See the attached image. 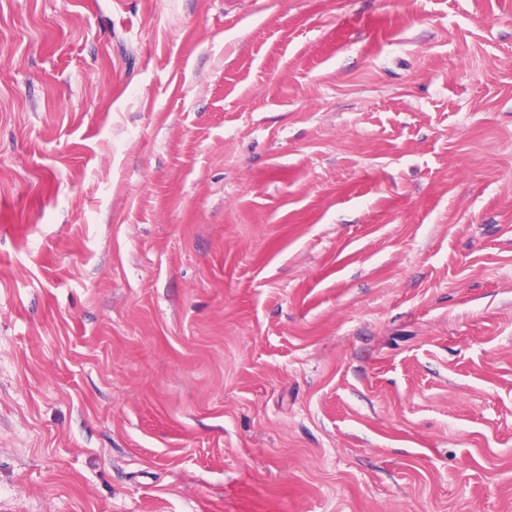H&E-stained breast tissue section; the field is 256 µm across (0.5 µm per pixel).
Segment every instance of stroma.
<instances>
[{
	"label": "stroma",
	"instance_id": "obj_1",
	"mask_svg": "<svg viewBox=\"0 0 512 512\" xmlns=\"http://www.w3.org/2000/svg\"><path fill=\"white\" fill-rule=\"evenodd\" d=\"M0 512H512V0H0Z\"/></svg>",
	"mask_w": 512,
	"mask_h": 512
}]
</instances>
